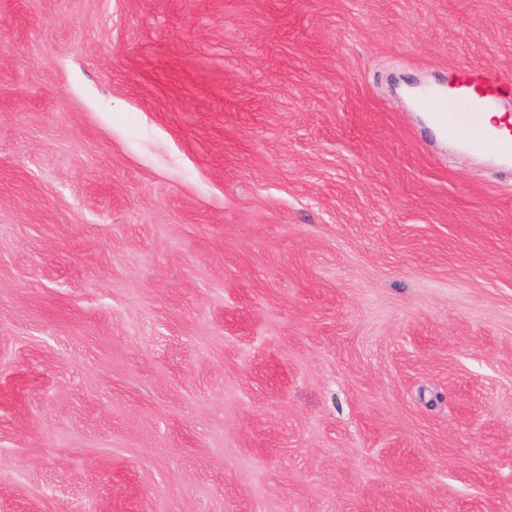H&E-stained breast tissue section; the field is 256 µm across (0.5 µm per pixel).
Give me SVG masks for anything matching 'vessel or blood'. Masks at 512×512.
I'll return each mask as SVG.
<instances>
[{
    "label": "vessel or blood",
    "mask_w": 512,
    "mask_h": 512,
    "mask_svg": "<svg viewBox=\"0 0 512 512\" xmlns=\"http://www.w3.org/2000/svg\"><path fill=\"white\" fill-rule=\"evenodd\" d=\"M511 97L512 80L501 79L488 68L464 69L454 97H430L424 105L434 112L437 125L448 137L474 152H490L512 161V122L501 129H486L478 115L479 109Z\"/></svg>",
    "instance_id": "b4317fda"
}]
</instances>
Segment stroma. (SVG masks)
<instances>
[{"instance_id": "stroma-1", "label": "stroma", "mask_w": 512, "mask_h": 512, "mask_svg": "<svg viewBox=\"0 0 512 512\" xmlns=\"http://www.w3.org/2000/svg\"><path fill=\"white\" fill-rule=\"evenodd\" d=\"M464 67L512 0H0V512H512Z\"/></svg>"}]
</instances>
